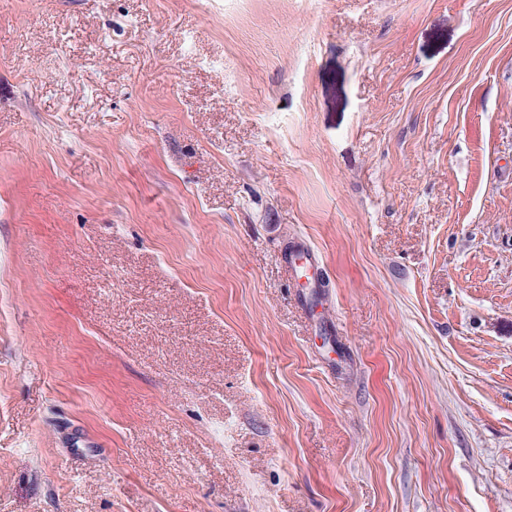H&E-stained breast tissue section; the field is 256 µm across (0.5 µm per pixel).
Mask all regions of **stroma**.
Masks as SVG:
<instances>
[{
	"label": "stroma",
	"instance_id": "stroma-1",
	"mask_svg": "<svg viewBox=\"0 0 512 512\" xmlns=\"http://www.w3.org/2000/svg\"><path fill=\"white\" fill-rule=\"evenodd\" d=\"M0 512H512V0H0Z\"/></svg>",
	"mask_w": 512,
	"mask_h": 512
}]
</instances>
